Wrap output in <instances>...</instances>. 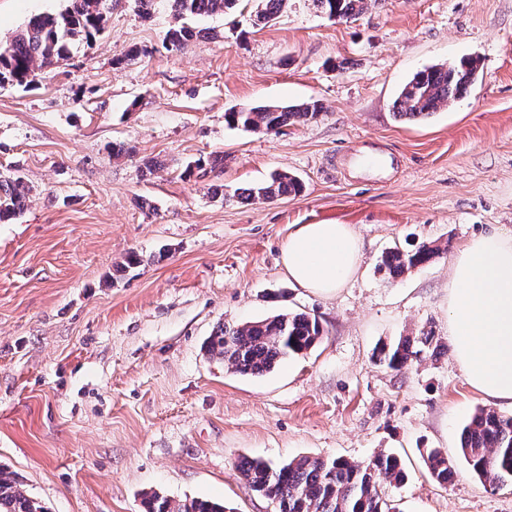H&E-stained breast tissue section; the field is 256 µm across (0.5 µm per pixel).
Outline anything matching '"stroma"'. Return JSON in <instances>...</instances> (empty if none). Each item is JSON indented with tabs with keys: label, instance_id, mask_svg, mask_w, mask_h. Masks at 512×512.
<instances>
[{
	"label": "stroma",
	"instance_id": "1",
	"mask_svg": "<svg viewBox=\"0 0 512 512\" xmlns=\"http://www.w3.org/2000/svg\"><path fill=\"white\" fill-rule=\"evenodd\" d=\"M67 4L0 0V44ZM175 23L168 0L146 17L112 0L91 44H71L33 88H0V175L32 188L0 224V466L46 512H144L152 490L276 512L239 460L386 451L407 474L386 488L397 512H512V485L458 461L488 402L448 334L453 252L512 235V0H374L342 22L288 0L263 28L245 11L199 19L171 51ZM468 57L480 70L465 99L395 118L414 73ZM310 99L319 119L279 134L224 120ZM275 171L301 192L237 198ZM327 222L352 225L363 253L331 297L297 288L282 263L294 225ZM420 241L449 251L395 280L379 270L387 248ZM132 253L140 264L116 276ZM286 312L316 316L323 335L270 372L207 353L219 325ZM425 327L442 354L375 362L376 346ZM426 448L457 460L448 485L430 478Z\"/></svg>",
	"mask_w": 512,
	"mask_h": 512
}]
</instances>
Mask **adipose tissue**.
Instances as JSON below:
<instances>
[{
    "label": "adipose tissue",
    "instance_id": "obj_1",
    "mask_svg": "<svg viewBox=\"0 0 512 512\" xmlns=\"http://www.w3.org/2000/svg\"><path fill=\"white\" fill-rule=\"evenodd\" d=\"M362 244L347 224H300L282 262L300 288L331 296L357 272ZM448 332L471 388L512 408V237L491 232L456 253L448 280Z\"/></svg>",
    "mask_w": 512,
    "mask_h": 512
}]
</instances>
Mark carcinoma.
<instances>
[{"instance_id": "carcinoma-1", "label": "carcinoma", "mask_w": 512, "mask_h": 512, "mask_svg": "<svg viewBox=\"0 0 512 512\" xmlns=\"http://www.w3.org/2000/svg\"><path fill=\"white\" fill-rule=\"evenodd\" d=\"M240 0H169L180 23L169 29L166 41L178 48L196 36L188 21L200 17L226 15ZM256 26H266L288 7V0H252ZM370 0H314L328 18L346 21L362 14ZM112 0H69L57 13L40 15L28 22L11 41L0 47V87H31L35 70L63 59L70 43H90L105 29ZM478 61L466 58L457 65H435L419 71L408 80L393 103L400 119L425 118L443 105L462 100L473 85ZM324 112L322 103L310 100L280 106L263 105L249 111H229L224 120L233 126L255 131L280 133L296 123H309ZM299 180L276 171L266 182L242 190L238 197L248 201L270 200L296 194ZM30 188L20 175L0 176V223L18 216L29 199ZM446 248L421 242L411 250L394 247L381 256L379 267L398 278L412 268L442 254ZM322 337L317 318L306 312L282 313L241 325H220L206 344L210 356L227 362L234 370L262 375L291 355L307 351ZM442 347L432 329L417 336H401L376 348V361L399 371L429 352ZM460 454L471 472L496 485L512 483V416L479 408L463 427ZM430 477L445 486L455 474V462L439 449H430L424 458ZM249 486L276 504L277 512H393L383 492L386 483L399 484L406 474L400 459L381 452L366 463L342 457H300L286 464L252 458L236 464ZM145 512H227L217 502L192 498L174 500L159 492L144 494ZM0 512H45L39 502L27 496L18 477L0 468Z\"/></svg>"}]
</instances>
